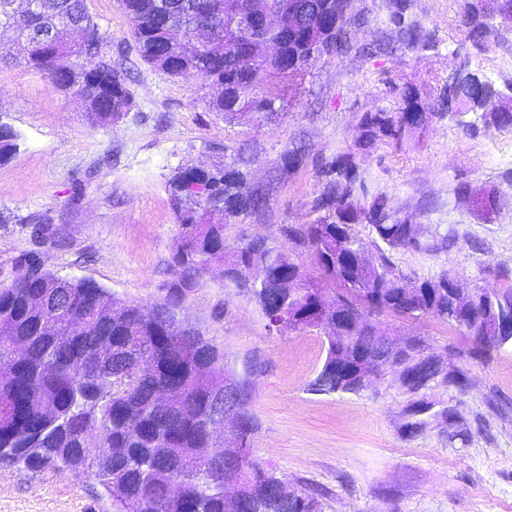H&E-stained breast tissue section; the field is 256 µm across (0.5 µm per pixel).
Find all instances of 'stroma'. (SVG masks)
<instances>
[{
    "label": "stroma",
    "mask_w": 512,
    "mask_h": 512,
    "mask_svg": "<svg viewBox=\"0 0 512 512\" xmlns=\"http://www.w3.org/2000/svg\"><path fill=\"white\" fill-rule=\"evenodd\" d=\"M86 4L108 41L129 40L118 0ZM351 15L347 52L279 84L284 106L268 120L245 112L224 122L207 108L210 89L167 78L132 54L124 65L134 103L118 122L95 128L77 96L1 62L0 122L18 133L19 149L0 165V284L38 264L63 278L92 279L123 301L153 303L166 294L181 242L168 192L176 171L230 164L247 144L256 155L252 177L263 181L284 153L301 151L302 163L278 180L266 210L232 219L224 231L231 243L268 236L282 224L317 223L320 167L354 147L364 113L400 112L409 88L435 103L463 63L512 92L511 18L496 17L494 36L474 39L460 0H411L406 19L431 42L412 50L388 19V0H352ZM359 165L362 203L382 197L423 232V248L392 252L406 277L447 273L467 291L512 287V126L485 127L462 109L437 111L402 139L361 152ZM78 177L83 194L74 203ZM488 192L504 204L486 216L475 200ZM179 316L229 362L263 361L249 459L288 490L314 495L320 512H512V343L481 348L429 318L369 313L388 335L421 337L466 376L460 387L423 390L432 409L410 433L411 398L392 371L356 394L310 392L324 335L269 328L250 295L225 287L220 265L201 273ZM0 512H112V505L90 472L0 467Z\"/></svg>",
    "instance_id": "1"
}]
</instances>
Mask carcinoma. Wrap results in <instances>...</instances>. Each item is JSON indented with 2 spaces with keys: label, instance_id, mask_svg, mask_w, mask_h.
Instances as JSON below:
<instances>
[{
  "label": "carcinoma",
  "instance_id": "obj_1",
  "mask_svg": "<svg viewBox=\"0 0 512 512\" xmlns=\"http://www.w3.org/2000/svg\"><path fill=\"white\" fill-rule=\"evenodd\" d=\"M282 12V27L269 32L283 39L287 60H263L249 52V41L234 35L233 20L253 2ZM350 0H297L317 14L336 15L338 26L322 32L312 24L288 22L284 0H119L133 29V45L117 48L124 57L135 51L160 74L217 87L208 102L212 112L230 122L240 112L266 116L277 111L254 70L272 79L293 80L317 58L348 49ZM405 0H391L389 21L410 48L425 50L429 41L406 22ZM464 25L473 37L492 33V18L512 16V0H462ZM11 30L19 61L44 75L65 94L86 103L95 126L120 118L134 102L125 67L112 60V43L87 9L86 0H41L35 12L17 0H0V30ZM203 29L209 35L199 51L187 40ZM474 72L464 70L440 94L437 109L460 105L479 112L496 127L512 124V106L483 111L489 97L505 95L491 86L476 90ZM398 116L368 112L360 137L369 146L379 136L418 129L430 107L410 90ZM18 134L0 123V163L17 150ZM254 156L243 149L222 168H189L169 184L182 244L172 255L174 272L166 298L152 305L124 302L86 278H61L36 269V276L0 287V466L64 473L86 468L112 502L113 512H227L224 488L207 479L206 449L212 441L207 425L212 395L224 386V350L203 334L187 351L178 341L179 311L166 299H183L199 275L212 264L224 267V285L238 288L258 304L268 326L280 331H313L322 322L337 324L326 337L325 358L310 390L317 394L358 393L364 389L357 370L377 364L387 333L366 319V312L406 320L430 317L480 336L492 327L495 312L512 311V289L479 298L462 319L448 300V279L411 281L393 264L390 250L423 248L420 232L389 213L377 198L371 204L356 195L358 165L350 153L321 168L325 177L315 208V224H281L278 235L227 244L226 222L265 210L269 189L250 176ZM363 224L374 239L355 231ZM311 251L316 273L307 272L280 239ZM376 254L368 261V247ZM252 270L251 284L238 280L240 264ZM299 277L306 292H333L338 308L327 314L306 310V302L289 295L288 278ZM404 391L417 395L434 382L457 384L464 374L448 375V364L428 351L424 341L409 337L389 356ZM175 386L179 406L155 398L162 387ZM170 473L180 496H170ZM245 488L235 512H319L316 498L305 491L282 497L277 478L245 460Z\"/></svg>",
  "mask_w": 512,
  "mask_h": 512
}]
</instances>
